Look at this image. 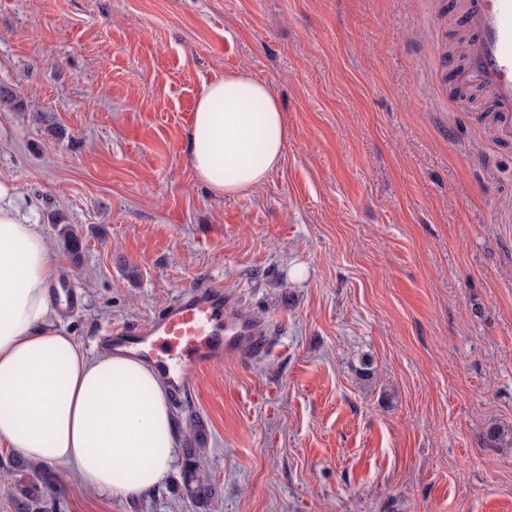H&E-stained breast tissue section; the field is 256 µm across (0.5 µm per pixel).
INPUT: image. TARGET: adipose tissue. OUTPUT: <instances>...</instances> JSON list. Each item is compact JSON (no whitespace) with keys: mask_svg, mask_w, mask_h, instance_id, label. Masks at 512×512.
Listing matches in <instances>:
<instances>
[{"mask_svg":"<svg viewBox=\"0 0 512 512\" xmlns=\"http://www.w3.org/2000/svg\"><path fill=\"white\" fill-rule=\"evenodd\" d=\"M288 140L282 105L250 71L203 89L184 150L216 197L261 186ZM62 268L15 186L0 179V440L96 492L130 497L169 476L180 432L167 380L144 358L87 350L59 326Z\"/></svg>","mask_w":512,"mask_h":512,"instance_id":"adipose-tissue-1","label":"adipose tissue"}]
</instances>
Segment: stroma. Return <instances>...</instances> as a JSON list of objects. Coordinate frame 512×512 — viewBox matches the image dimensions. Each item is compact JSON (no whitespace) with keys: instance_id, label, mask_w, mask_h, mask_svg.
Segmentation results:
<instances>
[{"instance_id":"stroma-1","label":"stroma","mask_w":512,"mask_h":512,"mask_svg":"<svg viewBox=\"0 0 512 512\" xmlns=\"http://www.w3.org/2000/svg\"><path fill=\"white\" fill-rule=\"evenodd\" d=\"M466 2L0 0V179L83 238L63 328L93 348L216 282L276 344L170 402L206 501L178 462L131 499L63 481L55 512H512V142L453 80ZM239 68L288 142L217 198L184 144ZM183 488L187 497L195 501L206 499L212 494L211 486L201 477L196 465L197 449L184 448Z\"/></svg>"}]
</instances>
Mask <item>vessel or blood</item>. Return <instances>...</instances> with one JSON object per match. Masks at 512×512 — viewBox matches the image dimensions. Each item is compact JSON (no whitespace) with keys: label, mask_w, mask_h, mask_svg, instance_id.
Returning a JSON list of instances; mask_svg holds the SVG:
<instances>
[{"label":"vessel or blood","mask_w":512,"mask_h":512,"mask_svg":"<svg viewBox=\"0 0 512 512\" xmlns=\"http://www.w3.org/2000/svg\"><path fill=\"white\" fill-rule=\"evenodd\" d=\"M468 23L473 38L466 64L455 78L492 94L500 138L511 141L512 0H470ZM109 343L151 361L177 398L191 388L202 368L230 355L262 354L270 347L265 327L225 295L219 283L190 287L158 316L113 329Z\"/></svg>","instance_id":"1"}]
</instances>
